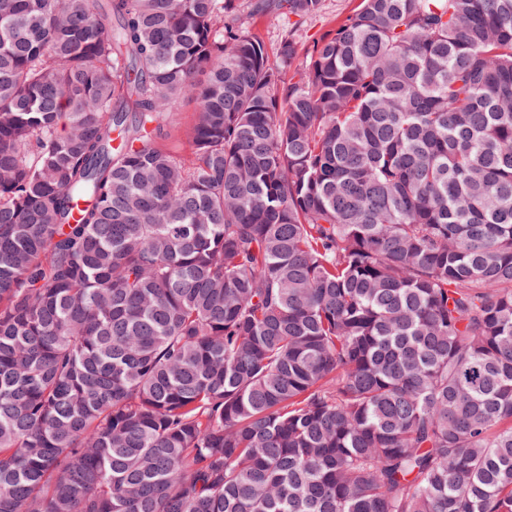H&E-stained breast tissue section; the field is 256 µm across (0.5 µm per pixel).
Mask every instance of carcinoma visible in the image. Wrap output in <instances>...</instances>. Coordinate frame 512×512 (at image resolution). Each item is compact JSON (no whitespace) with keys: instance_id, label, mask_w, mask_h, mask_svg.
Listing matches in <instances>:
<instances>
[{"instance_id":"cac0c4a2","label":"carcinoma","mask_w":512,"mask_h":512,"mask_svg":"<svg viewBox=\"0 0 512 512\" xmlns=\"http://www.w3.org/2000/svg\"><path fill=\"white\" fill-rule=\"evenodd\" d=\"M242 7L0 0V512H512V0ZM251 0H244V11L241 14V24L250 34L257 36L265 45L269 58L274 61L283 31L288 27L287 20L276 14L251 19L247 5ZM358 0H326L322 15L307 19L298 32L302 52H306L313 43L322 38L344 16L357 5ZM194 110L195 105L191 100H180L172 112L173 124L165 127V133H168V138H164L165 142L182 153L190 150Z\"/></svg>"}]
</instances>
